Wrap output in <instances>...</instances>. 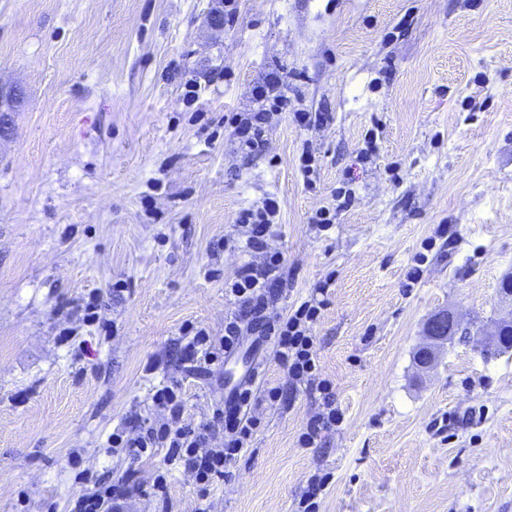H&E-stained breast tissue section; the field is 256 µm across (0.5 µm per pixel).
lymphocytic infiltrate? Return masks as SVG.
I'll return each mask as SVG.
<instances>
[{"label":"lymphocytic infiltrate","instance_id":"f902f5d3","mask_svg":"<svg viewBox=\"0 0 512 512\" xmlns=\"http://www.w3.org/2000/svg\"><path fill=\"white\" fill-rule=\"evenodd\" d=\"M258 101L257 111L237 116L234 121V134L241 149L246 151L264 144L272 111L288 106L284 94L263 91ZM279 212V201L269 197L261 206L239 213L237 224L246 230L242 248L250 253L251 259L238 266L232 278L224 282L225 293L233 297L237 311L225 320L223 335H210L203 328L196 330L184 345L183 356L189 373L201 374L209 366L223 362L225 352L237 348L242 337L259 336L272 343L275 358L287 368L289 378L323 397V412L307 422L300 437L302 446L307 447L340 420L330 385L319 376L320 365L312 336V328L325 305L326 288L318 286L314 296L291 312L273 311L274 301L288 285L284 260L268 245L273 220ZM152 401L162 409V417L153 421L138 418L117 427L107 439V453L122 452L137 460L164 449L165 464L179 465L206 487L223 480L227 468L247 449L257 426L253 414L256 401L246 383L237 391L233 405L219 403L213 410L212 423L224 433V440L217 448L209 447L206 434L185 424V399L180 384L157 389ZM77 480L81 489L71 512H121L125 502L141 490L132 471L116 481L94 478L84 472L78 474Z\"/></svg>","mask_w":512,"mask_h":512}]
</instances>
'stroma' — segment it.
<instances>
[{
	"label": "stroma",
	"instance_id": "35a3bbf8",
	"mask_svg": "<svg viewBox=\"0 0 512 512\" xmlns=\"http://www.w3.org/2000/svg\"><path fill=\"white\" fill-rule=\"evenodd\" d=\"M216 6L0 0V90L22 96L0 137V512H67L77 470L131 467L127 512H158L163 451L106 455L112 430L157 418L176 381L206 425L255 356L287 383L268 343L207 374L180 362L187 328L223 334L246 259L223 242L267 196L293 275L276 311L328 286L313 334L342 419L305 448L319 393L262 404L224 480L172 470L169 512H299L314 476L319 512H512V349L492 348L512 318V0H234L219 28ZM266 85L288 108L248 153L230 119ZM323 207L334 224H310ZM443 311L471 333L420 370Z\"/></svg>",
	"mask_w": 512,
	"mask_h": 512
}]
</instances>
